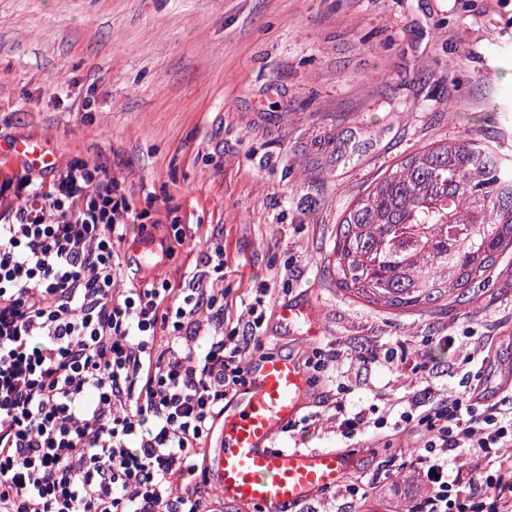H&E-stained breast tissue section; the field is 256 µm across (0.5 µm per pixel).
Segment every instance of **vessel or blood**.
Here are the masks:
<instances>
[{"label":"vessel or blood","instance_id":"b4317fda","mask_svg":"<svg viewBox=\"0 0 512 512\" xmlns=\"http://www.w3.org/2000/svg\"><path fill=\"white\" fill-rule=\"evenodd\" d=\"M19 165L48 169L55 157L47 144L19 140L10 148ZM276 318L289 332L309 339L321 324L311 302L277 305ZM310 390L303 364L286 356L257 357L248 366L247 384L224 410V421L207 454L218 497L254 512H288L338 487L355 470L360 454L334 449L277 448L273 441L298 418Z\"/></svg>","mask_w":512,"mask_h":512}]
</instances>
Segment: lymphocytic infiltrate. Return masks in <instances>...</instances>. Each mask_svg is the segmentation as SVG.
Listing matches in <instances>:
<instances>
[{"label": "lymphocytic infiltrate", "instance_id": "1", "mask_svg": "<svg viewBox=\"0 0 512 512\" xmlns=\"http://www.w3.org/2000/svg\"><path fill=\"white\" fill-rule=\"evenodd\" d=\"M27 169L0 183V512H211L203 449L245 386L274 290L245 305L247 331L224 328V250L179 283L119 287L121 246L138 221L104 167ZM390 374L432 384L434 370L387 348ZM288 423L352 440L385 417L346 404ZM399 419L417 448L405 466L426 488L415 512H512V396L477 388L409 399Z\"/></svg>", "mask_w": 512, "mask_h": 512}]
</instances>
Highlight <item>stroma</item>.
<instances>
[{"label":"stroma","mask_w":512,"mask_h":512,"mask_svg":"<svg viewBox=\"0 0 512 512\" xmlns=\"http://www.w3.org/2000/svg\"><path fill=\"white\" fill-rule=\"evenodd\" d=\"M469 134L512 154V0H0V151L46 141L65 166H102L154 241L130 229L138 277L172 282L224 249V310L237 326L252 288L306 298L321 337L263 325L265 352L336 353L350 408H399L418 384L370 363L421 353L438 386L472 371L500 395L512 379V253L488 288L407 314L343 295L330 276L343 209L375 178L439 139ZM181 225L185 241L161 247ZM468 336L483 367L439 345ZM407 430L308 448L360 451L371 482ZM422 489L399 470L351 512H411Z\"/></svg>","instance_id":"stroma-1"}]
</instances>
